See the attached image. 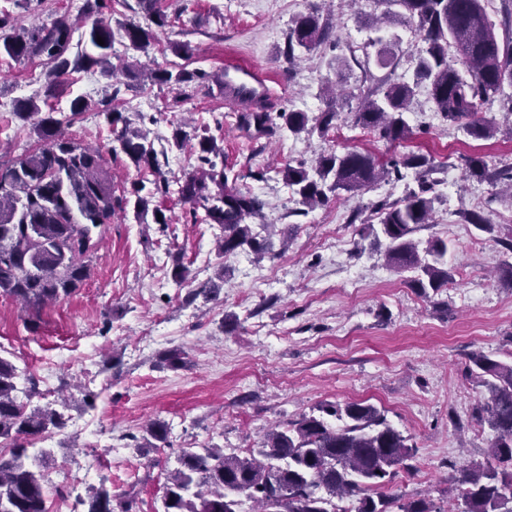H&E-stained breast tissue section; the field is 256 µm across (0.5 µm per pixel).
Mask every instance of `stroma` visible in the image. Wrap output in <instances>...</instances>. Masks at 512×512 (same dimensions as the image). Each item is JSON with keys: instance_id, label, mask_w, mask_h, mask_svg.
<instances>
[{"instance_id": "35a3bbf8", "label": "stroma", "mask_w": 512, "mask_h": 512, "mask_svg": "<svg viewBox=\"0 0 512 512\" xmlns=\"http://www.w3.org/2000/svg\"><path fill=\"white\" fill-rule=\"evenodd\" d=\"M313 3L340 46L289 67L284 50L290 22ZM159 5L171 25L159 32L151 52L118 39L113 64L183 67L204 71L205 77L177 90L142 85L120 73L112 79L120 92L111 106L132 116L143 113L142 126L159 147L171 142L180 124L219 130L224 160L240 174L241 188L265 203L263 221L275 250L258 261L244 254L219 261L215 245L222 227L193 221L172 191L164 201L171 218L166 229L137 223L129 212L113 216L92 257L90 278L71 296L36 316L0 296V355L17 366L19 390L37 387L36 405L54 402L61 388L76 383L96 396L94 407L71 405L65 427L34 442L54 452L46 483L49 508L74 512L73 499L57 494V481L64 470L87 468L91 484L105 478L113 492L136 490L134 512H163V485L181 449L218 446L242 455L259 445L267 429L299 419L320 403L359 400L386 410L417 449L411 470L400 472L386 494L454 506V465L486 462L492 439L474 416L481 388L467 372L468 356L484 352L512 363V287L502 277L505 263H512V253L502 248L512 240V198L500 197L494 183L466 176L460 158L481 156L492 170L512 164V139H472L425 107L422 92L407 114L413 134L395 148L344 123L323 136L244 130L237 108L224 102L226 65L264 74L269 111L318 113L324 108L322 87L335 77L334 53L349 54L351 45L362 47L378 37L392 39L402 75L411 71L419 39L408 27L365 28L362 17L383 10L376 0H363L356 11L340 0ZM0 11L26 28L80 15L70 0H0ZM174 41L190 42L196 49L192 59L172 54L167 45ZM43 71L37 58L0 57L2 161L39 144L14 109L17 101L42 92ZM112 80L92 71L72 73L51 102L64 112L78 96L97 103ZM65 135L108 154L115 193L138 180L125 156H112L116 141L103 117L84 113L66 126ZM346 149L422 153L438 165L434 218L414 238L447 241L453 275L448 288L424 298L411 288V273L390 270L383 250L360 243L365 223L376 220L372 205L401 199L416 184L414 172L295 214L279 168ZM474 208L494 224V233L462 220L461 211ZM178 257L199 282L214 278L217 264H224L218 300L186 302V288L171 277ZM257 268L271 271V279L254 282ZM228 313L239 319L230 333L224 330ZM175 348L184 354L183 366L160 368V356ZM154 419L166 422L169 445L139 453L133 439Z\"/></svg>"}]
</instances>
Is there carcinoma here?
Wrapping results in <instances>:
<instances>
[{
	"label": "carcinoma",
	"mask_w": 512,
	"mask_h": 512,
	"mask_svg": "<svg viewBox=\"0 0 512 512\" xmlns=\"http://www.w3.org/2000/svg\"><path fill=\"white\" fill-rule=\"evenodd\" d=\"M388 7L387 19L399 18L412 25L422 43L412 58V74L382 83L380 92L360 95L355 109L344 112L338 100L325 95V109L316 116L308 112H240L238 123L263 135L285 128L294 136L305 132L323 134L340 122L370 131L388 144L412 135L406 117L417 89L428 85L431 109L452 125L463 127L474 139L495 137L497 128L480 115L483 105L499 101L512 115V32L498 38L487 11L486 0H378ZM145 13L144 25L120 26L121 37L137 51L156 41V30L170 25L169 15L158 0H138ZM9 16H0V54L20 61L38 57L46 61L45 97H50L65 76L96 67L114 76L112 44L115 32L100 17L93 21L88 40L95 53L79 51L70 58L73 35L78 28L67 18L48 25L7 31ZM102 38L104 44L97 43ZM331 44L332 28L315 4L293 19L288 30L285 55L288 66L320 47ZM376 61L397 68L391 44L377 39ZM125 75L141 77L153 84L185 86L204 77L198 72L172 71L157 66L144 72L135 64L125 66ZM104 116L119 148L140 172L152 179L132 184L130 196H117L107 169L108 161L98 148L65 136L62 126L91 109L76 97L70 116L59 118L49 106L42 109L34 97L18 102L16 115L31 125L42 145L8 161L0 160V296H9L39 315L49 303L70 296L88 278L91 256L112 222V214L133 205L141 223L152 214L153 223H170L163 202L154 199L168 193L164 166L166 151L155 148L149 132L134 125L123 112L101 101ZM197 139V164L179 179L180 202L186 212L223 229L218 255L224 259L240 254L259 260L273 244L255 231L250 219L263 215L264 202L242 190L238 175L224 164V147L212 135L192 137L182 127L173 131V145L181 149ZM469 176L492 180L512 190V166L494 171L484 160L466 156ZM417 170L418 189L403 199L375 205L378 227L370 228L377 244L385 245L388 263L398 271L416 273L411 286L428 298L452 282L448 271V245L430 240L425 248L412 235L432 222L437 166L424 155L408 154L382 161L357 150L320 155L308 165L289 162L280 170L292 190L296 212L305 214L346 192L359 196L382 179L402 178L401 169ZM153 189L145 191V183ZM219 288L211 281L190 288L191 301L216 299ZM469 374L484 387L487 397L476 408L477 421L493 434L489 462L471 463L456 478L459 487L457 512H512V364L482 352L469 355ZM17 368L0 355V444L8 445L0 455V512H49L45 494V468L49 451L29 452L31 438L51 428L64 426V414L51 405L31 406L15 395ZM139 448L168 446L165 422L154 420L144 428ZM417 448L388 420L386 411L365 400L323 403L316 412L289 422L264 435L260 448L246 455L226 454L222 448L198 452L184 448L178 467L169 472L163 497V512H240L241 498L255 505V512H335L336 502L346 500L348 512H443L425 498L402 500L386 496L378 488L393 483L399 470ZM84 512H132L135 499L115 494L108 480L89 487L81 500Z\"/></svg>",
	"instance_id": "carcinoma-1"
}]
</instances>
